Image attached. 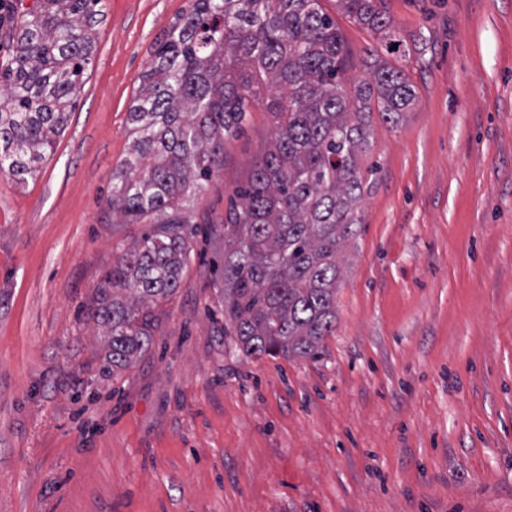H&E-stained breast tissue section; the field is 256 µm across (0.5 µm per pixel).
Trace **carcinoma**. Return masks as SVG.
I'll return each mask as SVG.
<instances>
[{
  "instance_id": "carcinoma-1",
  "label": "carcinoma",
  "mask_w": 512,
  "mask_h": 512,
  "mask_svg": "<svg viewBox=\"0 0 512 512\" xmlns=\"http://www.w3.org/2000/svg\"><path fill=\"white\" fill-rule=\"evenodd\" d=\"M400 44L384 0H336ZM102 0H36L0 65V172L22 184L75 106ZM345 42L321 0H191L142 76L128 112L132 143L107 206L147 224L112 261L86 320L105 328L112 373L149 349L159 307L192 261L200 225L224 239V335L247 356L317 360L336 324L341 257L357 236L371 114L398 122L417 98L407 75L370 54L371 79L344 81ZM263 104L274 130L224 222L190 215L224 166V137Z\"/></svg>"
}]
</instances>
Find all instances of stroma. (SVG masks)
Wrapping results in <instances>:
<instances>
[{
	"label": "stroma",
	"instance_id": "1",
	"mask_svg": "<svg viewBox=\"0 0 512 512\" xmlns=\"http://www.w3.org/2000/svg\"><path fill=\"white\" fill-rule=\"evenodd\" d=\"M102 4L53 152L0 173V512H512V0H384L417 99L372 118L322 359L225 337L212 237L116 375L81 309L143 230L113 220L112 171L189 0ZM324 5L366 77L374 34ZM271 128L256 108L225 140L195 214L223 219Z\"/></svg>",
	"mask_w": 512,
	"mask_h": 512
}]
</instances>
